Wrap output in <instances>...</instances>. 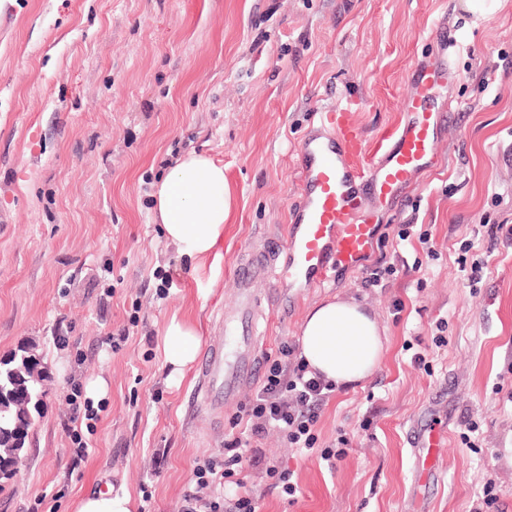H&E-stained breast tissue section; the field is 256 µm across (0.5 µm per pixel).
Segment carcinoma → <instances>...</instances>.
I'll return each instance as SVG.
<instances>
[{
    "label": "carcinoma",
    "instance_id": "carcinoma-1",
    "mask_svg": "<svg viewBox=\"0 0 512 512\" xmlns=\"http://www.w3.org/2000/svg\"><path fill=\"white\" fill-rule=\"evenodd\" d=\"M42 366L34 348H18L0 357V480L12 479L27 452L29 432L39 413L45 377L33 376Z\"/></svg>",
    "mask_w": 512,
    "mask_h": 512
}]
</instances>
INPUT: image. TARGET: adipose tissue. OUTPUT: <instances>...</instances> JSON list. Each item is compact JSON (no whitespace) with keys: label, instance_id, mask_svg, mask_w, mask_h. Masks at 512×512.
Returning <instances> with one entry per match:
<instances>
[{"label":"adipose tissue","instance_id":"1","mask_svg":"<svg viewBox=\"0 0 512 512\" xmlns=\"http://www.w3.org/2000/svg\"><path fill=\"white\" fill-rule=\"evenodd\" d=\"M156 223L184 256L203 261L224 240L229 212L224 167L210 156L188 152L169 167L152 194ZM385 331L366 309L352 300L313 305L300 327L298 358L330 384L345 388L370 377L384 351ZM200 348L189 321L171 317L163 329L164 362L169 378L180 381ZM139 503L126 489L78 497L73 512H138Z\"/></svg>","mask_w":512,"mask_h":512}]
</instances>
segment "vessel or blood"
Segmentation results:
<instances>
[{
    "mask_svg": "<svg viewBox=\"0 0 512 512\" xmlns=\"http://www.w3.org/2000/svg\"><path fill=\"white\" fill-rule=\"evenodd\" d=\"M435 39L439 51L413 66L398 115L373 149H366L343 104L321 113L300 140V185L291 222L282 240L240 252L233 269L235 305L224 315L223 338L200 355L193 410L221 414L239 404L242 392L258 380L259 284L284 279L289 287L305 288L330 272L359 267L374 246L380 213L403 199L418 173L435 167L439 134L454 110L444 91L457 78L446 26L436 29ZM445 441L435 424L414 427L409 445L420 485L437 477Z\"/></svg>",
    "mask_w": 512,
    "mask_h": 512,
    "instance_id": "vessel-or-blood-1",
    "label": "vessel or blood"
}]
</instances>
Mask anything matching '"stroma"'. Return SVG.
Listing matches in <instances>:
<instances>
[{"instance_id":"1","label":"stroma","mask_w":512,"mask_h":512,"mask_svg":"<svg viewBox=\"0 0 512 512\" xmlns=\"http://www.w3.org/2000/svg\"><path fill=\"white\" fill-rule=\"evenodd\" d=\"M441 23L458 78L437 166L378 224L358 268L297 292L259 287L263 360L297 343L310 307L339 298L385 328L381 363L330 396L316 451L272 429L254 443L263 464L236 470L259 512H512V240L488 234L512 226V0L476 14L467 0H0V356L35 347L49 375L0 512L40 500L70 512L111 487L142 512H178L197 462L238 432L232 414L217 425L190 411L199 378L170 381L161 330L176 314L213 341L237 255L289 222L303 135L345 102L373 143ZM183 146L223 164L229 190L224 241L201 263L178 255L152 211ZM478 261L473 286L462 265ZM378 264L394 273L374 287ZM125 328L112 350L106 337ZM97 378L106 409L79 461L67 398L72 381ZM426 412L448 437L441 478L423 490L408 433ZM342 438L346 456L328 467L319 451ZM269 465L292 472L295 494Z\"/></svg>"}]
</instances>
